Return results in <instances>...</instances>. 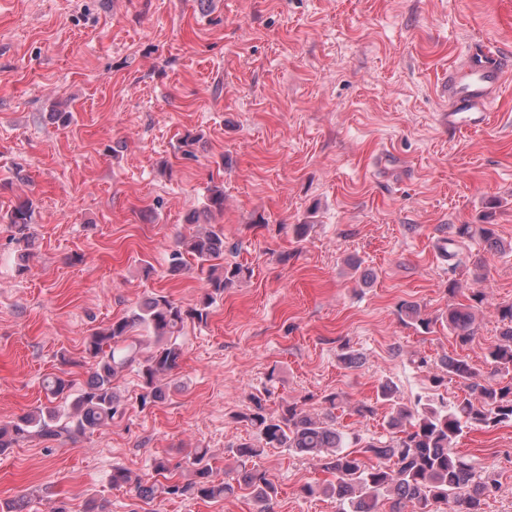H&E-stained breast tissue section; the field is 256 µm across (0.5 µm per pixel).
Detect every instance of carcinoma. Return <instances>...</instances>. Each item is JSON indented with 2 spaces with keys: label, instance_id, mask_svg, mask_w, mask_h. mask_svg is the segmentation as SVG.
I'll return each instance as SVG.
<instances>
[{
  "label": "carcinoma",
  "instance_id": "cac0c4a2",
  "mask_svg": "<svg viewBox=\"0 0 512 512\" xmlns=\"http://www.w3.org/2000/svg\"><path fill=\"white\" fill-rule=\"evenodd\" d=\"M224 210V188L209 189L206 201L191 210L185 223L193 232L181 237L168 254L172 273L194 270L204 281L196 304L185 307L158 295L148 299L127 315L94 331L86 340L85 358L91 372L83 389L70 393L69 372L52 374L43 380L49 405L40 406L12 420L0 422V449L13 448L33 437L45 441L72 438L108 427L122 417L125 407L115 386L121 374L131 369L142 381V405L156 403L166 395V377L182 360L185 348L179 341L189 321L202 323L224 289L248 276L242 264L224 265V231L201 219ZM34 208L29 200L20 202L7 214L17 241L29 245V224ZM479 239L489 248L500 250L493 224H460L448 245ZM485 294L471 291L467 303L448 305V332L459 347L471 344L476 335V312L484 305ZM501 324L499 342L487 348L485 363L492 373L512 374V303L497 307ZM401 321L424 333L431 332L437 319L424 313L415 303L404 301L398 307ZM139 328L154 338L153 350L142 355L140 344L131 336ZM428 379L434 388L456 381L464 396L449 403L439 393L421 396L411 404L398 401L397 386L382 380L376 388V402L389 406L384 421L386 434L363 438L348 433L333 410L341 407L344 395L331 392L323 397L329 405L324 416L311 414L299 404L289 403L276 412L267 411L265 400L250 398L239 418L255 430L253 439L233 447L236 466L217 479L206 448L195 452L187 476L178 473L180 465L164 456L154 458L152 469L163 478L151 483L128 469L112 470V486L129 487L141 498L170 496L210 501L232 496L247 489L258 505V512H273L277 489L256 459L265 448H285L293 453L315 457L321 470L331 476L323 482L306 483L300 492L312 497L336 499L338 512H429L443 504L448 512H484L487 499L498 489L494 479L475 475L470 462L455 450L457 440L472 429H490L512 424V380L492 382L462 356H446L439 371Z\"/></svg>",
  "mask_w": 512,
  "mask_h": 512
}]
</instances>
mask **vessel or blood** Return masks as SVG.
Segmentation results:
<instances>
[{
	"label": "vessel or blood",
	"mask_w": 512,
	"mask_h": 512,
	"mask_svg": "<svg viewBox=\"0 0 512 512\" xmlns=\"http://www.w3.org/2000/svg\"><path fill=\"white\" fill-rule=\"evenodd\" d=\"M512 69V56L501 53L472 63L448 76V126L453 130L478 128L485 124L486 101L501 85L505 73Z\"/></svg>",
	"instance_id": "obj_1"
}]
</instances>
